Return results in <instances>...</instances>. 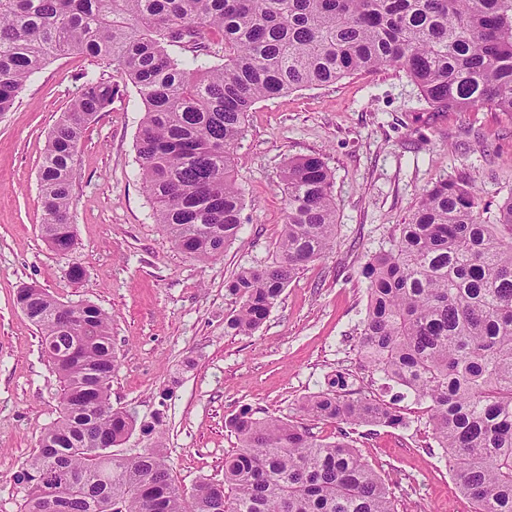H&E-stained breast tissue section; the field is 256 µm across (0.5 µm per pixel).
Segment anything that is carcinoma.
Here are the masks:
<instances>
[{
    "label": "carcinoma",
    "instance_id": "carcinoma-1",
    "mask_svg": "<svg viewBox=\"0 0 512 512\" xmlns=\"http://www.w3.org/2000/svg\"><path fill=\"white\" fill-rule=\"evenodd\" d=\"M221 34L223 62L215 64ZM192 49L188 60L171 48ZM85 54L122 68L144 106L136 149L156 223L199 262L224 255L241 226L233 152L256 102L395 66L439 111L512 114V0H0V112L52 57ZM116 86L89 78L48 136L40 173L43 229L74 246L75 158ZM288 209L271 264L227 285L226 328L251 334L284 288L336 237L333 181L321 157L288 160ZM475 186L425 191L391 248L372 256L357 354L371 373L425 405L432 439L474 512H512V193L484 218ZM63 386L61 416L22 472L55 474L59 496L29 487L23 512H397L394 493L349 441V426L399 427L394 402L355 395L336 373L299 407L341 424L336 439L259 417L228 420L236 450L223 480L179 486L162 449L101 456L132 434L112 407L111 317L36 286L17 296Z\"/></svg>",
    "mask_w": 512,
    "mask_h": 512
}]
</instances>
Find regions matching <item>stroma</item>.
Listing matches in <instances>:
<instances>
[{
    "label": "stroma",
    "mask_w": 512,
    "mask_h": 512,
    "mask_svg": "<svg viewBox=\"0 0 512 512\" xmlns=\"http://www.w3.org/2000/svg\"><path fill=\"white\" fill-rule=\"evenodd\" d=\"M88 77L112 81L117 93L79 144L75 245L62 254L42 229L39 173L48 134ZM142 117L123 71L82 54L52 59L0 114V512H21L28 489L16 476L62 409L60 379L16 304L21 287L111 315V401L137 419L117 452L162 444L176 482L189 489L222 478L236 446L226 422L242 409L294 418L337 372L350 373L361 395L391 399L356 353L364 267L390 248L394 226L436 182H472L492 205L512 191V115L433 111L393 67L354 74L256 103L234 151L242 227L223 257L201 263L154 221L138 175ZM315 153L333 176L336 240L288 284L258 330L227 333L235 302L225 285L240 269L271 262L287 211L283 168ZM74 266L84 271L78 284ZM401 409L405 426L357 427L354 446L388 480L399 512H471L445 460L428 449L422 405L409 398Z\"/></svg>",
    "instance_id": "1"
}]
</instances>
